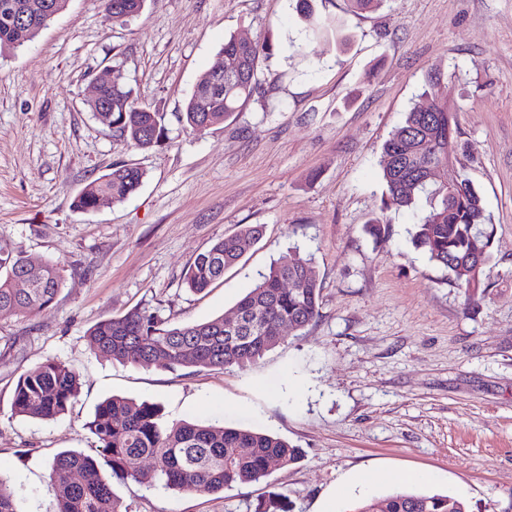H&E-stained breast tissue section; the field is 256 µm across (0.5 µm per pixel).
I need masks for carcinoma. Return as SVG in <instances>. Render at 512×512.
<instances>
[{
    "mask_svg": "<svg viewBox=\"0 0 512 512\" xmlns=\"http://www.w3.org/2000/svg\"><path fill=\"white\" fill-rule=\"evenodd\" d=\"M102 2L106 20L123 24L142 12L146 0ZM66 5L67 0H0V53L34 40ZM296 9L309 34L335 30L332 20L316 14L313 0H297ZM269 51L267 43L248 42L235 35L224 40V84L215 86L211 70L199 76L182 115L191 131L205 133L261 93L258 62ZM438 85L433 81L424 92L432 101L431 108L425 111L415 106L406 112L403 123L383 146V213L399 211L426 196L429 210L416 225L414 243L472 299L484 287L492 260V231L481 197L464 172H459L462 189L448 188L446 147L448 133L456 132L455 111ZM98 101L112 110V129L126 144L149 149L166 140L163 114L138 105L121 78L100 88ZM144 177L137 166H115L84 186L74 199L75 207L93 211L101 195L123 202L139 190ZM260 235V226L245 225L198 254L183 276L187 289L203 292L210 288ZM476 253L483 256V263L475 271L468 258ZM23 277L31 281V287L20 293L13 284ZM61 281L57 265L34 263L0 246V310L49 311ZM319 295L312 259L294 250L274 262L236 303L233 312L242 317L243 333L232 350L224 337L222 316L173 325L147 308L100 321L87 336L95 353L124 364L147 367L163 360L172 370L246 368L284 342L283 326L290 325L297 332L305 329L318 315ZM79 389V375L64 362L48 358L35 371L19 377L12 412L32 420L53 419L68 411ZM86 428L96 439L100 459L75 450L55 455L50 463L54 512H124L112 490L114 477L138 488L212 495L260 481L269 475L274 461L286 467L301 459L300 449L274 434L226 427L219 421L169 423L157 404L120 396L101 402ZM143 460L149 465H140ZM105 467L110 470L108 476ZM75 473L81 481L73 480ZM258 510L290 512V507L285 496L275 493ZM0 512H21L14 490L1 477ZM351 512H468V506L448 495L397 489L382 499L359 501Z\"/></svg>",
    "mask_w": 512,
    "mask_h": 512,
    "instance_id": "1",
    "label": "carcinoma"
}]
</instances>
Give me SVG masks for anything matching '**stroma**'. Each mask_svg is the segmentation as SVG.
I'll list each match as a JSON object with an SVG mask.
<instances>
[{
	"label": "stroma",
	"mask_w": 512,
	"mask_h": 512,
	"mask_svg": "<svg viewBox=\"0 0 512 512\" xmlns=\"http://www.w3.org/2000/svg\"><path fill=\"white\" fill-rule=\"evenodd\" d=\"M352 40L309 36L295 0H146L115 24L101 0H68L37 38L0 56V245L60 267L50 311L0 313V475L22 512H53L49 463L95 455L85 427L121 395L159 404L167 421L218 419L271 432L302 460L215 495L114 483L125 512H254L270 493L292 512H338L393 491L371 473L430 474L424 490L463 496L470 512H512V0H388L354 14L315 0ZM267 42L263 94L204 134L181 114L225 38ZM374 78H367L368 69ZM120 71L167 139L126 145L90 112L91 83ZM458 106L448 151L480 192L494 228L475 303L412 242L429 204L381 217L380 159L392 131L424 104L431 75ZM146 172L129 200L91 212L75 195L113 165ZM246 224L262 239L209 291L186 266ZM312 255L319 315L247 368L174 371L95 355L96 323L134 307L172 323L232 312L291 247ZM55 358L75 369L72 407L48 421L13 415L20 374Z\"/></svg>",
	"instance_id": "obj_1"
}]
</instances>
